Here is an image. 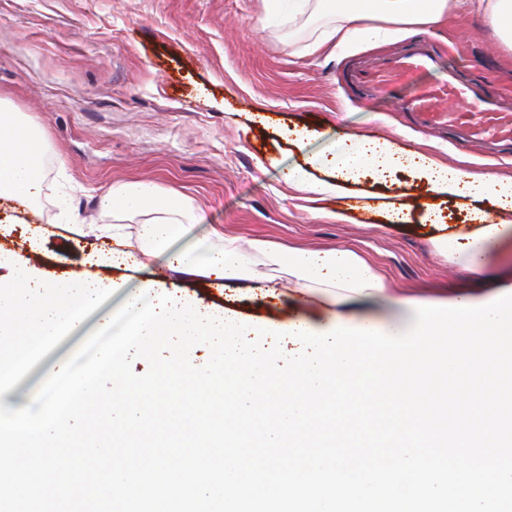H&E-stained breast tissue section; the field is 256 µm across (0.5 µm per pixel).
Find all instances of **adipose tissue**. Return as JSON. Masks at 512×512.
<instances>
[{
    "mask_svg": "<svg viewBox=\"0 0 512 512\" xmlns=\"http://www.w3.org/2000/svg\"><path fill=\"white\" fill-rule=\"evenodd\" d=\"M258 24L264 29L291 26L299 19L326 13L334 22L325 26L317 43L342 52L357 41H380L415 29L440 24L450 8L467 7L482 13L498 37V44L512 52V0H262ZM40 139L0 98V196L33 203L43 182ZM326 169L330 179L319 180L314 170ZM395 169L416 175L430 197L426 218L441 221L440 204L452 201L468 211L467 228L442 232L432 239L436 254L479 272L477 255L485 246L499 247L512 234V179L478 173L465 165L449 166L433 155L405 154L390 140H366L354 134L327 140L323 149L302 165L288 170V180L316 198L336 197L347 183L364 173L386 179ZM494 205L495 214L478 208V201ZM140 216L135 232H127L124 216ZM112 223L77 225L83 235L109 240L110 248L92 255L95 264L138 267L151 258L167 255L175 270L230 278L262 266L268 274L252 287L262 304L279 302L283 294L297 301L320 298L331 312L316 332L337 322L353 325L341 306L359 300L387 297L383 276L350 249L285 248L266 238L241 241L211 229L193 239L183 250L174 244L185 227L199 223L192 203L179 195L161 192L151 183H117L112 187ZM111 281L68 277L48 279L34 270L0 275V378L11 375L20 357L44 341L65 335L67 324H80L107 294Z\"/></svg>",
    "mask_w": 512,
    "mask_h": 512,
    "instance_id": "obj_1",
    "label": "adipose tissue"
}]
</instances>
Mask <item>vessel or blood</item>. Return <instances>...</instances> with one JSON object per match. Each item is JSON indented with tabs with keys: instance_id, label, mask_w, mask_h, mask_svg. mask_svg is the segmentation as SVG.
Masks as SVG:
<instances>
[{
	"instance_id": "obj_1",
	"label": "vessel or blood",
	"mask_w": 512,
	"mask_h": 512,
	"mask_svg": "<svg viewBox=\"0 0 512 512\" xmlns=\"http://www.w3.org/2000/svg\"><path fill=\"white\" fill-rule=\"evenodd\" d=\"M346 81L364 101H396L412 126L447 133L457 146L480 144L512 154V99L492 83L466 82L452 68L441 71L439 53L427 38L365 59Z\"/></svg>"
}]
</instances>
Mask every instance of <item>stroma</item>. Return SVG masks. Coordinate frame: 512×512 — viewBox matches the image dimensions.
<instances>
[{
    "label": "stroma",
    "instance_id": "stroma-1",
    "mask_svg": "<svg viewBox=\"0 0 512 512\" xmlns=\"http://www.w3.org/2000/svg\"><path fill=\"white\" fill-rule=\"evenodd\" d=\"M261 0H0V97L43 134V190L15 209L0 197V259L37 268L48 278L99 276L115 288L159 279L216 311L285 321L305 313L324 319L317 303L288 296L258 307L243 279L175 271L158 277L164 257L117 269L91 264L103 244L72 232L75 224L112 221L117 182H145L189 199L202 214L188 234L218 227L241 240L266 237L308 249L349 248L385 276L398 295L482 299L512 287V240L489 253L481 274L435 254L425 224L426 194L415 185L411 221L349 209L345 198L311 200L283 181L280 163L302 162L336 133L362 134L366 124L407 152H426L479 173L512 177L511 158L480 146L457 151L446 139L408 128L390 103L365 104L344 80L359 58L390 54L398 36L361 42L338 57L312 52L305 34L262 29ZM441 63L471 81H489L512 96V56L499 51L483 19L449 11L429 33ZM346 221L334 220V213ZM62 336L23 373L0 388V402L19 409L80 345Z\"/></svg>",
    "mask_w": 512,
    "mask_h": 512
}]
</instances>
